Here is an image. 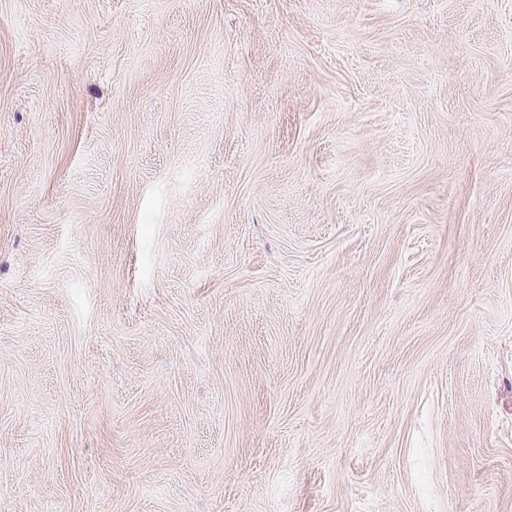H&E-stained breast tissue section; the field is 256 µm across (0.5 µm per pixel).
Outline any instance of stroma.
Listing matches in <instances>:
<instances>
[{
  "mask_svg": "<svg viewBox=\"0 0 512 512\" xmlns=\"http://www.w3.org/2000/svg\"><path fill=\"white\" fill-rule=\"evenodd\" d=\"M0 512H512V0H0Z\"/></svg>",
  "mask_w": 512,
  "mask_h": 512,
  "instance_id": "stroma-1",
  "label": "stroma"
}]
</instances>
